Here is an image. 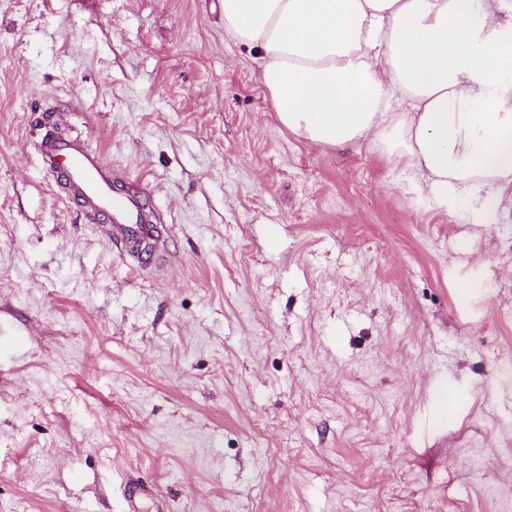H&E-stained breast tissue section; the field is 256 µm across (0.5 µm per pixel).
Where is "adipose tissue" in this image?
<instances>
[{
	"instance_id": "adipose-tissue-1",
	"label": "adipose tissue",
	"mask_w": 512,
	"mask_h": 512,
	"mask_svg": "<svg viewBox=\"0 0 512 512\" xmlns=\"http://www.w3.org/2000/svg\"><path fill=\"white\" fill-rule=\"evenodd\" d=\"M280 124L406 159L440 206L512 201V0H221ZM407 109L390 111L389 95Z\"/></svg>"
}]
</instances>
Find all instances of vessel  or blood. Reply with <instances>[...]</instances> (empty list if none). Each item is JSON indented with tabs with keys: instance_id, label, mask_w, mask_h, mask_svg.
<instances>
[{
	"instance_id": "b4317fda",
	"label": "vessel or blood",
	"mask_w": 512,
	"mask_h": 512,
	"mask_svg": "<svg viewBox=\"0 0 512 512\" xmlns=\"http://www.w3.org/2000/svg\"><path fill=\"white\" fill-rule=\"evenodd\" d=\"M37 154L43 168L62 186L67 204L109 226L112 245L138 263H146L160 246L162 234L150 221L145 193L118 191L112 165L79 134L41 139Z\"/></svg>"
}]
</instances>
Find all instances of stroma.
Wrapping results in <instances>:
<instances>
[{"instance_id":"1","label":"stroma","mask_w":512,"mask_h":512,"mask_svg":"<svg viewBox=\"0 0 512 512\" xmlns=\"http://www.w3.org/2000/svg\"><path fill=\"white\" fill-rule=\"evenodd\" d=\"M218 0H0V512H512V209L286 130ZM73 123L165 242L50 185Z\"/></svg>"}]
</instances>
